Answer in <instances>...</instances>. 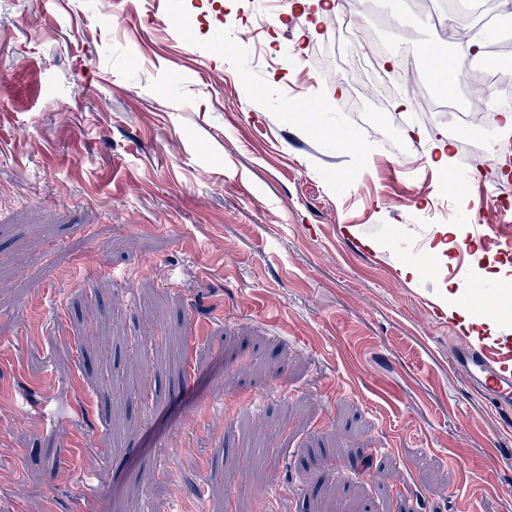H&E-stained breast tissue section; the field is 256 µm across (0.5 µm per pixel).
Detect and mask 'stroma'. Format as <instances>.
Masks as SVG:
<instances>
[{
	"label": "stroma",
	"mask_w": 512,
	"mask_h": 512,
	"mask_svg": "<svg viewBox=\"0 0 512 512\" xmlns=\"http://www.w3.org/2000/svg\"><path fill=\"white\" fill-rule=\"evenodd\" d=\"M439 2L350 25L448 51ZM266 7L0 0V512H512V427L452 367L456 309L512 329V245L429 252L477 199L512 225L500 120L337 79L299 0L255 65Z\"/></svg>",
	"instance_id": "1"
}]
</instances>
